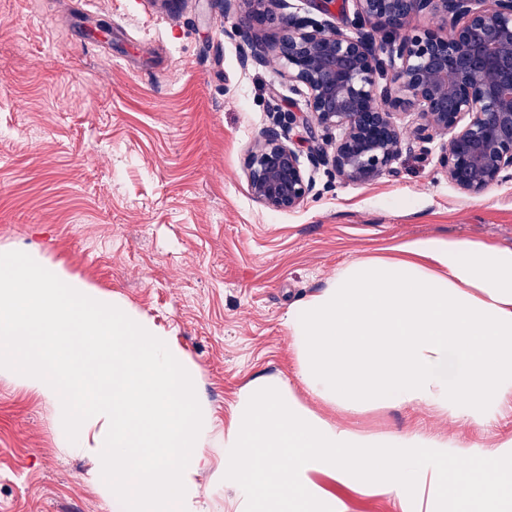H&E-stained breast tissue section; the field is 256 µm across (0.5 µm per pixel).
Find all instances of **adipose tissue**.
Returning a JSON list of instances; mask_svg holds the SVG:
<instances>
[{
  "label": "adipose tissue",
  "mask_w": 512,
  "mask_h": 512,
  "mask_svg": "<svg viewBox=\"0 0 512 512\" xmlns=\"http://www.w3.org/2000/svg\"><path fill=\"white\" fill-rule=\"evenodd\" d=\"M286 326L302 384L329 405L352 413L427 405L488 425L512 403V248L431 239L354 259L297 301ZM462 457L492 475L464 477L453 512H512V438L477 448L420 432L367 435L264 377L241 390L224 427L222 479L236 512H343L313 482L318 472L393 495L403 512H452L440 493Z\"/></svg>",
  "instance_id": "obj_1"
}]
</instances>
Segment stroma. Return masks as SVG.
I'll list each match as a JSON object with an SVG mask.
<instances>
[{
  "instance_id": "35a3bbf8",
  "label": "stroma",
  "mask_w": 512,
  "mask_h": 512,
  "mask_svg": "<svg viewBox=\"0 0 512 512\" xmlns=\"http://www.w3.org/2000/svg\"><path fill=\"white\" fill-rule=\"evenodd\" d=\"M105 10L129 38L72 39L77 14ZM221 0H0V253L36 252L165 332L195 365L212 412L199 512H233L224 424L251 381L282 379L310 410L370 433L419 430L491 446L512 436V410L479 428L424 406L348 415L306 391L285 326L289 308L329 286L353 259L459 238L512 248V178L478 194L438 164L451 132L414 136L370 182L321 166L296 209L250 191L245 158L274 107L306 111L308 90L277 58L242 65L248 45L224 33ZM96 94H88V87ZM69 446L58 399L0 369V512H112L91 478L90 446ZM346 512H402L396 498L318 476Z\"/></svg>"
}]
</instances>
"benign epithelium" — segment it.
I'll return each mask as SVG.
<instances>
[{"label":"benign epithelium","instance_id":"obj_1","mask_svg":"<svg viewBox=\"0 0 512 512\" xmlns=\"http://www.w3.org/2000/svg\"><path fill=\"white\" fill-rule=\"evenodd\" d=\"M354 33L286 14V0H224V18L236 19L228 35L278 22L276 56L288 78L309 91L306 112L288 113V125L310 129L314 167L329 165L339 177L369 182L399 155L402 139L393 108L421 107L418 139L430 130L461 127L439 163L459 189L478 194L512 176V0H353ZM434 9L448 20L435 29L404 32L408 18ZM243 64L268 62L265 47L248 43ZM398 68L396 90L378 78ZM465 125H460L463 119ZM342 131L338 140L329 134ZM253 197L275 211L297 208L313 191L286 130L272 128L246 159Z\"/></svg>","mask_w":512,"mask_h":512}]
</instances>
